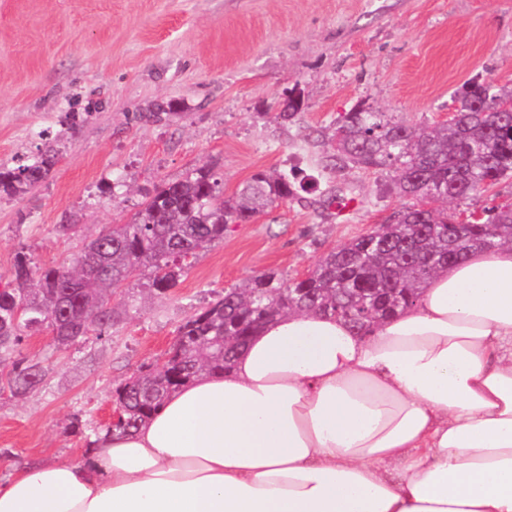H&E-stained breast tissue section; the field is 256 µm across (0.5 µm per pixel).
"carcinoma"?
<instances>
[{
    "label": "carcinoma",
    "mask_w": 512,
    "mask_h": 512,
    "mask_svg": "<svg viewBox=\"0 0 512 512\" xmlns=\"http://www.w3.org/2000/svg\"><path fill=\"white\" fill-rule=\"evenodd\" d=\"M458 120L416 131L356 109L336 127V163L394 173L397 194L410 203L389 224L328 251L312 271L287 282L256 275L191 316L180 326L159 366H143L121 386L122 417L114 429L129 431L190 378L224 369L244 336L292 312L323 313L360 330L373 316L386 320L418 301L426 281L454 262L449 257L457 217L448 205L465 201L512 176V131L495 130L478 116L512 99V89L472 83L457 95ZM55 163L45 151L28 164L0 168V191L20 194L39 184ZM298 196L297 178L258 173L232 198L210 166L162 184L126 224H118L82 249L85 261L32 269L20 255L13 286L0 289V363L24 337L43 328L66 348L112 328V288L131 268L151 271L149 287L164 293L197 252L224 239L229 224H245L267 206ZM437 205L421 211L418 198ZM470 250L512 246V204L482 210L468 220ZM45 370L38 362H14L9 389L29 392Z\"/></svg>",
    "instance_id": "cac0c4a2"
}]
</instances>
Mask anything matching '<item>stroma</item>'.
<instances>
[{
	"label": "stroma",
	"mask_w": 512,
	"mask_h": 512,
	"mask_svg": "<svg viewBox=\"0 0 512 512\" xmlns=\"http://www.w3.org/2000/svg\"><path fill=\"white\" fill-rule=\"evenodd\" d=\"M473 81L512 88V0H0V168L57 155L36 187L0 194V289L18 254L36 268L69 263L199 165L228 196L259 172L316 179L229 225L166 293L143 275L126 281L105 335L66 348L47 329L24 339L15 358L46 376L23 396L0 388V479L82 458L112 424L116 388L162 364L180 326L225 289L304 276L391 221L406 204L392 173L333 161L345 113L425 128L447 122ZM292 89L304 107L278 120Z\"/></svg>",
	"instance_id": "35a3bbf8"
}]
</instances>
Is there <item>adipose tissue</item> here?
<instances>
[{"label":"adipose tissue","instance_id":"1","mask_svg":"<svg viewBox=\"0 0 512 512\" xmlns=\"http://www.w3.org/2000/svg\"><path fill=\"white\" fill-rule=\"evenodd\" d=\"M0 512H512V248L439 270L367 336L293 313Z\"/></svg>","mask_w":512,"mask_h":512}]
</instances>
